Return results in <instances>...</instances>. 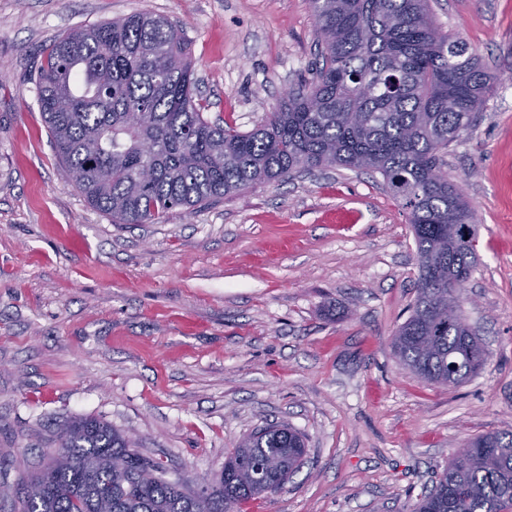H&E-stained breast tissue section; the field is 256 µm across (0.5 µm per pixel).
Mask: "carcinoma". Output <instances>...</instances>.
<instances>
[{"label": "carcinoma", "instance_id": "carcinoma-1", "mask_svg": "<svg viewBox=\"0 0 512 512\" xmlns=\"http://www.w3.org/2000/svg\"><path fill=\"white\" fill-rule=\"evenodd\" d=\"M318 62L310 82L263 123L241 131L211 119L182 30L134 13L77 28L47 49L35 82L51 144L74 186L118 224H155L256 184L342 166L379 174L407 211L417 296L393 352L416 377L458 386L487 353L464 318L448 319V281L475 267L472 242L448 227L473 223L443 154L473 123L495 80L428 0H310ZM147 169L151 178L142 180ZM48 462L0 497L15 512H240L283 488L304 464V436L270 426L246 436L202 493L166 477L127 434L92 418L58 427ZM414 512H512V432L454 454Z\"/></svg>", "mask_w": 512, "mask_h": 512}]
</instances>
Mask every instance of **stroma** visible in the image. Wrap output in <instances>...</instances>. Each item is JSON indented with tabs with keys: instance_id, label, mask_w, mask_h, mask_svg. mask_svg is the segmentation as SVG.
I'll return each mask as SVG.
<instances>
[{
	"instance_id": "obj_1",
	"label": "stroma",
	"mask_w": 512,
	"mask_h": 512,
	"mask_svg": "<svg viewBox=\"0 0 512 512\" xmlns=\"http://www.w3.org/2000/svg\"><path fill=\"white\" fill-rule=\"evenodd\" d=\"M497 76L445 170L474 214L462 311L488 356L456 388L394 357L418 279L408 216L344 167L116 224L56 157L45 48L134 12L178 24L210 116L248 131L318 59L309 0H0V484L57 423L95 417L198 488L244 435L285 423L305 464L240 512H411L457 448L512 431V0H431Z\"/></svg>"
}]
</instances>
